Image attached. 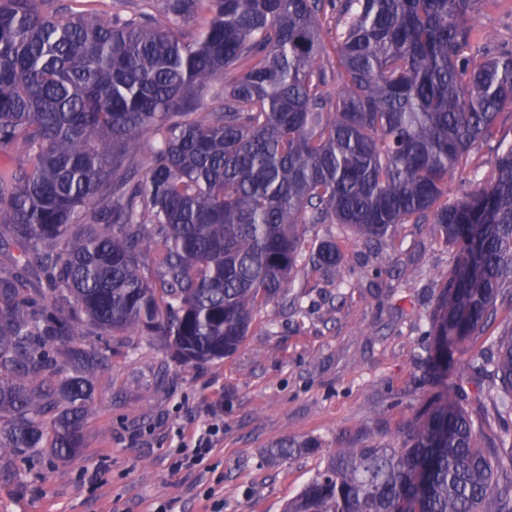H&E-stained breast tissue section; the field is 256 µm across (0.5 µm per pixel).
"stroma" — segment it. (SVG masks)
Instances as JSON below:
<instances>
[{
  "instance_id": "stroma-1",
  "label": "stroma",
  "mask_w": 512,
  "mask_h": 512,
  "mask_svg": "<svg viewBox=\"0 0 512 512\" xmlns=\"http://www.w3.org/2000/svg\"><path fill=\"white\" fill-rule=\"evenodd\" d=\"M472 26L480 50H512V0H482ZM334 238L351 275L344 285L302 272L276 326L256 319L230 357L181 362L164 340L110 338L106 372L76 458L53 449L0 453V512H284L330 454L391 441L434 394L422 330L456 249L427 224H400L378 248L337 224L309 229ZM512 333V292L503 291L464 360L493 352ZM501 382L470 372L458 400L493 443L512 418H497ZM218 412V441L204 461L175 469L179 437ZM294 456L274 460L276 443Z\"/></svg>"
}]
</instances>
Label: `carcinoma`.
I'll return each instance as SVG.
<instances>
[{
	"mask_svg": "<svg viewBox=\"0 0 512 512\" xmlns=\"http://www.w3.org/2000/svg\"><path fill=\"white\" fill-rule=\"evenodd\" d=\"M478 2L160 0L122 19L0 0V228L19 249L0 274V453L83 446L106 366L75 345L86 328L226 358L258 315L276 324L299 272L345 282L336 241L308 228L371 244L428 223L457 248L423 330L432 406L395 444L337 449L286 512H512V478L494 480L503 463L454 398L455 350L512 286V144L452 186L512 106V52L473 50ZM486 364L512 389V333ZM322 25V41L328 53V57L325 55L323 62L327 65L329 71L333 72V77L327 86V90L331 95L336 96V91L341 88L342 82L336 77V53L333 50L336 37L334 19L328 17L326 20H322Z\"/></svg>",
	"mask_w": 512,
	"mask_h": 512,
	"instance_id": "1",
	"label": "carcinoma"
}]
</instances>
